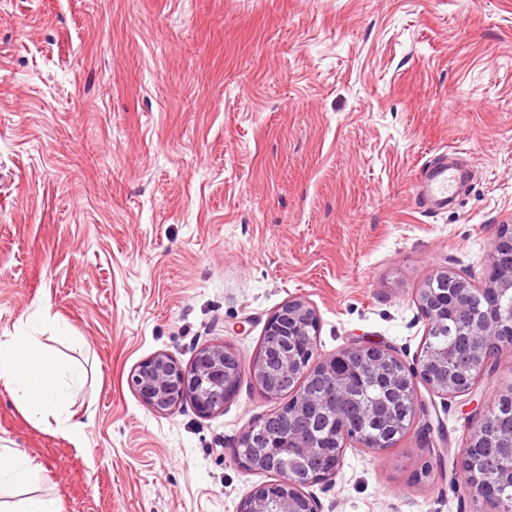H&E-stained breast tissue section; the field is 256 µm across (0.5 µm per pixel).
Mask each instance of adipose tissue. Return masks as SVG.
Returning <instances> with one entry per match:
<instances>
[{
  "label": "adipose tissue",
  "mask_w": 512,
  "mask_h": 512,
  "mask_svg": "<svg viewBox=\"0 0 512 512\" xmlns=\"http://www.w3.org/2000/svg\"><path fill=\"white\" fill-rule=\"evenodd\" d=\"M38 315L0 337V384L15 404L35 422L52 425L82 444L90 417L72 412L86 376L74 363L54 354L44 344ZM43 470L25 452L0 448V512H45L35 492Z\"/></svg>",
  "instance_id": "obj_1"
}]
</instances>
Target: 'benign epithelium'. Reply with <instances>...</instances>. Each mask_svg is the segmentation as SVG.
<instances>
[{"label": "benign epithelium", "instance_id": "7a95c632", "mask_svg": "<svg viewBox=\"0 0 512 512\" xmlns=\"http://www.w3.org/2000/svg\"><path fill=\"white\" fill-rule=\"evenodd\" d=\"M479 292L475 295L469 281L448 269L438 271L418 289L416 302L428 327L413 366L406 364L392 346L375 341L354 342L332 356L319 357L317 311L308 300L295 297L269 316L263 331L264 335L288 345V364L279 371L269 369L265 352L258 351L246 359L224 342L200 349L188 366L159 352L134 369L129 384L155 412H169L188 398L202 416L224 411L245 373L271 399L280 397L285 385H292L288 403L279 410L278 447L290 448L299 443L310 454L324 458L325 463L302 477L295 468L281 464V457L273 449L261 454H237L238 464L248 472L278 471L273 480L254 488L241 503L239 512H319L318 502L307 488L335 478L350 444L376 453L394 444L391 435L374 441L358 435V425L368 415L356 397L358 385L368 379L386 384L390 403L386 404L382 418L391 421L392 404L403 405L407 420L400 424V429L405 432L418 418L429 415L419 386L443 398L470 394L482 375L493 373L492 356L512 345L509 226L502 228L493 242L489 271ZM448 319L461 337V356L452 366L448 365L447 353L431 340ZM309 377L323 382L321 392L307 390L304 381ZM322 412L334 414L335 427L322 441L306 438V422ZM468 421L469 438L456 457L454 474L470 493L488 501L490 497L470 459V449L486 445L489 436L497 431H512V422H505L494 405L472 406Z\"/></svg>", "mask_w": 512, "mask_h": 512}]
</instances>
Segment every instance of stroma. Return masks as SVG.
<instances>
[{"label": "stroma", "mask_w": 512, "mask_h": 512, "mask_svg": "<svg viewBox=\"0 0 512 512\" xmlns=\"http://www.w3.org/2000/svg\"><path fill=\"white\" fill-rule=\"evenodd\" d=\"M442 160L448 211L413 191ZM512 225V0H0V336L35 311L79 348L83 447L0 387V442L56 512H238L266 477L237 464L284 406L242 376L222 413L152 411L128 384L155 353L259 347L284 302L317 310V351L366 339L413 363L415 294L485 280ZM446 461L469 424L428 396ZM416 436L351 447L311 486L320 512H493Z\"/></svg>", "instance_id": "1"}]
</instances>
